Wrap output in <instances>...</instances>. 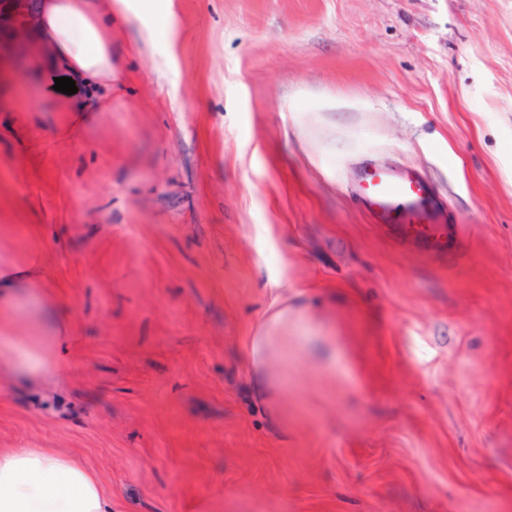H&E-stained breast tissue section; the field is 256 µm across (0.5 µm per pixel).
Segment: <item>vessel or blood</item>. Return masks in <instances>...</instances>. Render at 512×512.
<instances>
[{
  "mask_svg": "<svg viewBox=\"0 0 512 512\" xmlns=\"http://www.w3.org/2000/svg\"><path fill=\"white\" fill-rule=\"evenodd\" d=\"M358 196L373 224L400 249L436 260H463L466 225L446 222L442 202L417 169L364 170Z\"/></svg>",
  "mask_w": 512,
  "mask_h": 512,
  "instance_id": "vessel-or-blood-1",
  "label": "vessel or blood"
}]
</instances>
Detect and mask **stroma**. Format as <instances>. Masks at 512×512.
Wrapping results in <instances>:
<instances>
[{
  "label": "stroma",
  "instance_id": "35a3bbf8",
  "mask_svg": "<svg viewBox=\"0 0 512 512\" xmlns=\"http://www.w3.org/2000/svg\"><path fill=\"white\" fill-rule=\"evenodd\" d=\"M128 0L122 84L72 128L0 108V266L75 320L73 372L0 386V449L94 470L112 512H512V0ZM417 166L465 267L398 250L353 194ZM288 283L336 367L277 342ZM252 336L245 342L248 387L258 401L273 403L283 391L282 383L271 369L272 345L278 332L288 338V288H271L265 311Z\"/></svg>",
  "mask_w": 512,
  "mask_h": 512
}]
</instances>
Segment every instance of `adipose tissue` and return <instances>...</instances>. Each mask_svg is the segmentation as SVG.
Masks as SVG:
<instances>
[{
  "instance_id": "1",
  "label": "adipose tissue",
  "mask_w": 512,
  "mask_h": 512,
  "mask_svg": "<svg viewBox=\"0 0 512 512\" xmlns=\"http://www.w3.org/2000/svg\"><path fill=\"white\" fill-rule=\"evenodd\" d=\"M20 15L34 47L23 70L50 112L106 111L119 72L112 64V6L107 0H22ZM78 88L54 89L58 77ZM33 271L0 278V365L27 385L67 373L66 332L73 319L46 308ZM265 319L245 342L248 387L258 401H276L282 383L271 368L277 333L288 330V291L270 290ZM0 512H112L97 473L49 448L0 450Z\"/></svg>"
}]
</instances>
